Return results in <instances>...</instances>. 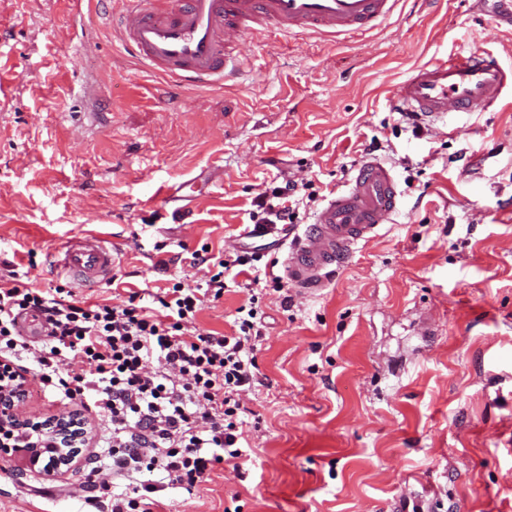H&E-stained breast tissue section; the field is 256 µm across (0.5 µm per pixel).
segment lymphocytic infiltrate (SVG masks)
<instances>
[{
    "instance_id": "lymphocytic-infiltrate-1",
    "label": "lymphocytic infiltrate",
    "mask_w": 512,
    "mask_h": 512,
    "mask_svg": "<svg viewBox=\"0 0 512 512\" xmlns=\"http://www.w3.org/2000/svg\"><path fill=\"white\" fill-rule=\"evenodd\" d=\"M297 190L288 181L259 194L251 223H295L289 200ZM255 259L246 251L218 261L192 252V266L214 262L218 272L201 286L162 289L152 307L139 304L134 291L111 305L70 300L60 288L0 287V356H27L32 379L55 385L69 400L93 397L98 415L112 425V470L128 482L113 495L112 512L162 508L157 486L138 480L142 470H163L191 494L216 465L245 455L249 410L242 394L258 381V311L250 303L238 307L229 336L202 331L195 319L205 297L223 295L226 272ZM28 313L45 329L41 347L20 334L18 319ZM75 359L84 371L60 376L61 365Z\"/></svg>"
}]
</instances>
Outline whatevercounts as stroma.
Segmentation results:
<instances>
[{
    "mask_svg": "<svg viewBox=\"0 0 512 512\" xmlns=\"http://www.w3.org/2000/svg\"><path fill=\"white\" fill-rule=\"evenodd\" d=\"M475 0H402L344 40L247 35L231 87H189L134 59L94 0H0V285L129 291L196 286L191 253L234 252L254 198L292 179L299 224L364 160L401 193L379 237L328 288L284 298L285 248L258 238L266 315L261 383L243 393L257 428L247 456L216 465L171 512H512V93L412 131L389 95L411 69L481 48L512 66V32ZM377 151H369L371 139ZM193 197L167 187L200 172ZM99 237L112 277L87 291L56 269L70 240ZM246 275L205 300L196 325L233 334ZM82 411L70 469L26 470L0 451V512H111L108 424L33 385L19 408Z\"/></svg>",
    "mask_w": 512,
    "mask_h": 512,
    "instance_id": "stroma-1",
    "label": "stroma"
}]
</instances>
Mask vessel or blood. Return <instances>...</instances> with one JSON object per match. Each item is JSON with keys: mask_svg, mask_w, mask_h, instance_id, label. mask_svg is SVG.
Wrapping results in <instances>:
<instances>
[{"mask_svg": "<svg viewBox=\"0 0 512 512\" xmlns=\"http://www.w3.org/2000/svg\"><path fill=\"white\" fill-rule=\"evenodd\" d=\"M399 0H123L117 31L149 68L187 85L236 81L244 64L240 38L256 28L288 36H349L376 27ZM512 90V67L478 50L414 67L393 102L419 119L442 122L452 112H484ZM397 205L391 171L364 162L343 190L332 193L312 224L282 228L290 250L285 274L300 292L327 287L333 266L346 263L359 243L376 238ZM65 272L85 286L110 278L112 253L93 237L68 245Z\"/></svg>", "mask_w": 512, "mask_h": 512, "instance_id": "1", "label": "vessel or blood"}]
</instances>
